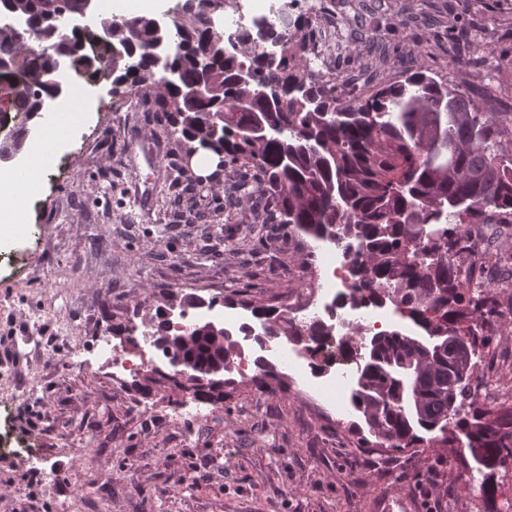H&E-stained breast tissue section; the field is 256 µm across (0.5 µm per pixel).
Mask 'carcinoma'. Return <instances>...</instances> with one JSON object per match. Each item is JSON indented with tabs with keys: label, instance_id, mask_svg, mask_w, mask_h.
<instances>
[{
	"label": "carcinoma",
	"instance_id": "carcinoma-1",
	"mask_svg": "<svg viewBox=\"0 0 512 512\" xmlns=\"http://www.w3.org/2000/svg\"><path fill=\"white\" fill-rule=\"evenodd\" d=\"M27 23L0 27V92L16 112H35L51 95V58L30 57L21 35L60 43L68 71L96 75L80 52L82 33L61 40L60 22L84 0H13ZM224 0H185L168 30L153 17H139L130 42L139 58L134 72L118 79L138 84L155 79L150 49L167 42L166 66L178 81L165 83L160 99L168 133L198 142L228 168L229 189L246 194L257 183L273 206L255 224H287L295 233L343 247L351 258L348 298L354 306L393 305L421 330L380 331L357 346L352 404L374 445L418 448L425 432L439 431L448 445H480L499 459L512 456V396L478 410L470 402L478 359L500 308L512 311V256L494 252L502 230L512 225V114L492 112L458 87L422 71L407 72L342 100L337 83L314 78L324 51L300 35L302 63L288 52L284 30L299 26L288 13L267 22L276 43L246 57L230 54L212 30L211 14ZM126 40L112 18L95 14L93 38ZM207 60L214 96L196 102L179 87L195 84ZM251 80H239L241 72ZM278 91L271 107L255 87ZM277 129L268 139L245 136L254 122ZM328 328L306 329L316 353ZM177 347L208 375L226 367L231 350L224 326L191 321Z\"/></svg>",
	"mask_w": 512,
	"mask_h": 512
}]
</instances>
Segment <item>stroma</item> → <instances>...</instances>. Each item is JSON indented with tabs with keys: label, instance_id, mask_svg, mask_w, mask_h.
Wrapping results in <instances>:
<instances>
[{
	"label": "stroma",
	"instance_id": "stroma-1",
	"mask_svg": "<svg viewBox=\"0 0 512 512\" xmlns=\"http://www.w3.org/2000/svg\"><path fill=\"white\" fill-rule=\"evenodd\" d=\"M292 13L330 45L342 98L421 70L477 99L493 91L512 113V0H300ZM69 81L111 104L131 89ZM131 90L144 111H95L68 131L53 121L62 147H45L50 178L26 233L0 237L14 255L0 265V434L14 447L0 453V512H512V458L484 473L466 448L367 445L350 399L314 405L275 358L242 371L257 352L240 333L201 415L177 414L183 386L161 351L146 354L153 370L113 381L101 331L137 352L130 314L155 326L188 296L260 325L320 252L283 224L251 235L256 195L228 197L223 175L187 167L189 141L161 126L160 85ZM144 180L146 213L133 200ZM479 369L512 387V333L493 331Z\"/></svg>",
	"mask_w": 512,
	"mask_h": 512
}]
</instances>
